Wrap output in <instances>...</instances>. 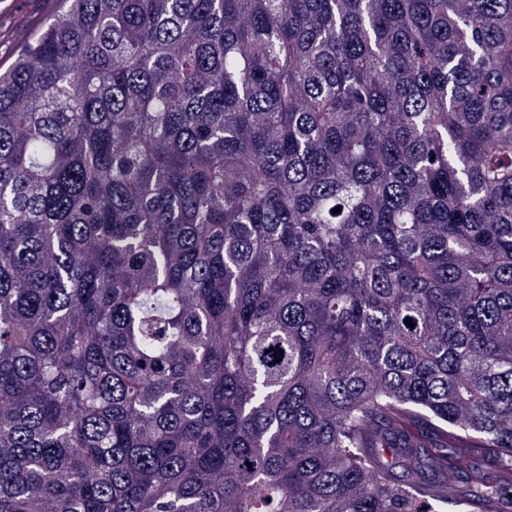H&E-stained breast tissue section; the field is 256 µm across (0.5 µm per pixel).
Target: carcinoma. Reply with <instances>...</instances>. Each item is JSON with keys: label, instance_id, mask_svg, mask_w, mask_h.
<instances>
[{"label": "carcinoma", "instance_id": "carcinoma-1", "mask_svg": "<svg viewBox=\"0 0 512 512\" xmlns=\"http://www.w3.org/2000/svg\"><path fill=\"white\" fill-rule=\"evenodd\" d=\"M473 446L512 0H71L0 73V512H439Z\"/></svg>", "mask_w": 512, "mask_h": 512}]
</instances>
